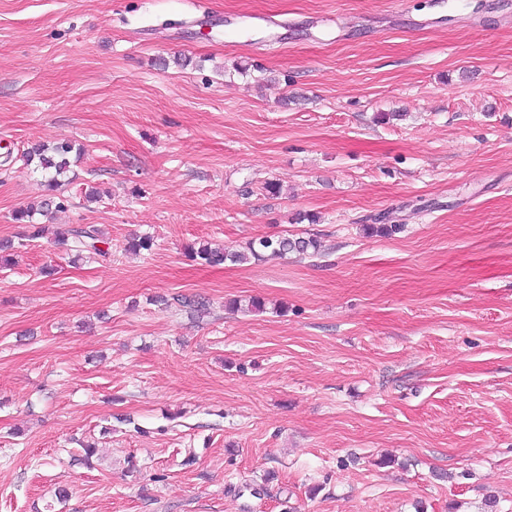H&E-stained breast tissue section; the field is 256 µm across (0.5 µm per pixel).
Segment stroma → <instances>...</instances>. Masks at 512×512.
<instances>
[{
    "label": "stroma",
    "instance_id": "35a3bbf8",
    "mask_svg": "<svg viewBox=\"0 0 512 512\" xmlns=\"http://www.w3.org/2000/svg\"><path fill=\"white\" fill-rule=\"evenodd\" d=\"M5 238L0 512H512V0H0ZM73 150L71 143H62L53 148L45 145L31 147L23 156L26 163L37 160V169L44 179L45 186L54 192L60 186L59 178L66 174L70 167L69 153ZM58 236L60 244L75 252V257H79L83 251H92L105 261L112 256L109 244L103 239L102 231L95 224H77L60 231ZM98 244H105L108 247L103 249ZM319 241L313 237L278 236L276 238L262 237L248 243L247 253L226 254L222 249L211 248L203 244L193 252V256L200 259L201 263L208 266H220L228 260L232 263L247 260L248 256L253 258L269 256H286L290 253L304 255L309 250L316 251Z\"/></svg>",
    "mask_w": 512,
    "mask_h": 512
}]
</instances>
